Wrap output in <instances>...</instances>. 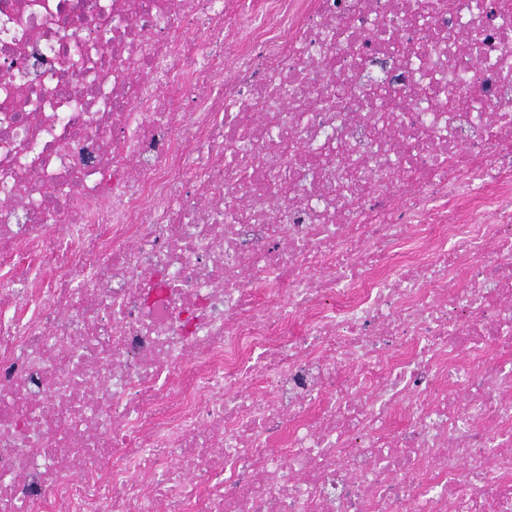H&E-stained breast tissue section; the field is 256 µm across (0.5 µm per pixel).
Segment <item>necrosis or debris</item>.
<instances>
[{"label":"necrosis or debris","instance_id":"1","mask_svg":"<svg viewBox=\"0 0 512 512\" xmlns=\"http://www.w3.org/2000/svg\"><path fill=\"white\" fill-rule=\"evenodd\" d=\"M0 512H512V0H0Z\"/></svg>","mask_w":512,"mask_h":512}]
</instances>
